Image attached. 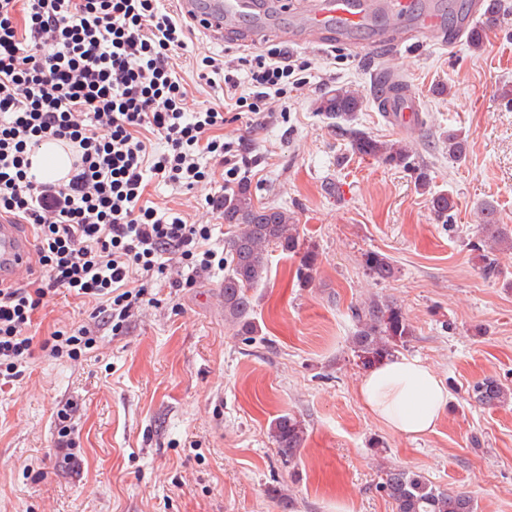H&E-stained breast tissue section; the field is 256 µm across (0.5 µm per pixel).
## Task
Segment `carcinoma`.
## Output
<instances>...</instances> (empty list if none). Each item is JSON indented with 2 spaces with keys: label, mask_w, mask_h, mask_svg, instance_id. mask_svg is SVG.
<instances>
[{
  "label": "carcinoma",
  "mask_w": 512,
  "mask_h": 512,
  "mask_svg": "<svg viewBox=\"0 0 512 512\" xmlns=\"http://www.w3.org/2000/svg\"><path fill=\"white\" fill-rule=\"evenodd\" d=\"M363 107L362 97L343 87L326 92L317 101V111L336 127L348 132L351 146L362 156H369L385 165L413 171L418 188L430 194V211L443 224L455 209L453 196L445 192H432L426 170L411 160V152L403 147L368 136L353 128L357 112ZM468 141L459 133H448V157L456 162L466 158ZM485 238L498 244L512 245V236L498 224L493 206L481 209ZM224 223L233 228L232 235L224 241L227 272L224 274V320L238 326V334L254 337L258 327L253 321V297L249 291L262 282L268 273L267 248L274 244L282 250L300 254L298 278L307 283L313 278L316 254L301 250L294 217L286 210L264 206L254 200L250 185L242 183L232 193L224 196ZM479 252L481 270L485 277L498 273L493 250L474 244ZM366 270L378 282L395 278L397 268L391 259L378 252L367 255ZM357 329L353 344L362 364L369 366L392 355L396 343H405L412 329L400 309L379 302H372L355 310ZM512 397V393L495 380L486 378L472 387L471 398L480 405L493 406ZM270 436L278 453L287 462L300 452L306 437L303 421L294 415L276 418L270 427ZM378 489L391 500L395 512H475L474 501L467 495L441 489L423 475L402 469L390 468L381 472Z\"/></svg>",
  "instance_id": "1"
}]
</instances>
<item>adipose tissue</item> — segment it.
Returning <instances> with one entry per match:
<instances>
[{
	"label": "adipose tissue",
	"instance_id": "adipose-tissue-1",
	"mask_svg": "<svg viewBox=\"0 0 512 512\" xmlns=\"http://www.w3.org/2000/svg\"><path fill=\"white\" fill-rule=\"evenodd\" d=\"M359 397L377 419L408 437L433 432L450 400L442 380L423 361L406 356L372 368L359 385Z\"/></svg>",
	"mask_w": 512,
	"mask_h": 512
}]
</instances>
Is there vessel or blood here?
Here are the masks:
<instances>
[{
	"label": "vessel or blood",
	"mask_w": 512,
	"mask_h": 512,
	"mask_svg": "<svg viewBox=\"0 0 512 512\" xmlns=\"http://www.w3.org/2000/svg\"><path fill=\"white\" fill-rule=\"evenodd\" d=\"M180 10L189 21L214 40L231 38L243 46L258 43L263 29L255 25L256 0H180ZM394 20V27L376 30L373 44L363 53H372L374 45L390 43L395 29H403L415 41L452 43L456 34L448 33L443 18L433 4L415 11L413 0H306L299 19L303 34L321 44L339 35L371 23L377 13ZM384 116L394 129L405 132L415 128L422 110L419 98L400 86L382 106ZM34 240L22 225L0 217V286L12 282L17 274L31 266Z\"/></svg>",
	"instance_id": "1"
}]
</instances>
